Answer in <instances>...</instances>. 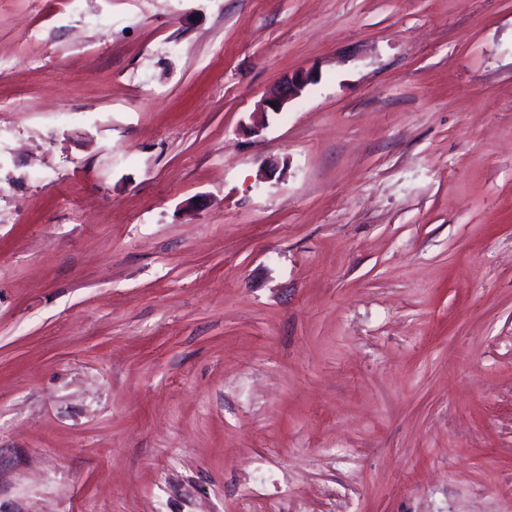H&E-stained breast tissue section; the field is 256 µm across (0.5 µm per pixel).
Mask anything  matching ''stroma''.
Listing matches in <instances>:
<instances>
[{
  "instance_id": "stroma-1",
  "label": "stroma",
  "mask_w": 512,
  "mask_h": 512,
  "mask_svg": "<svg viewBox=\"0 0 512 512\" xmlns=\"http://www.w3.org/2000/svg\"><path fill=\"white\" fill-rule=\"evenodd\" d=\"M0 57V512H512V0H0ZM318 78V71L314 68L297 72L288 77L263 98L264 110L274 113L281 112L291 101L299 98L309 85L315 84ZM271 103H274V106H271Z\"/></svg>"
}]
</instances>
